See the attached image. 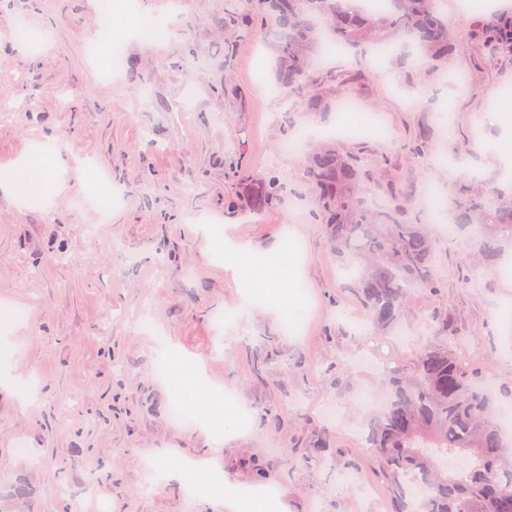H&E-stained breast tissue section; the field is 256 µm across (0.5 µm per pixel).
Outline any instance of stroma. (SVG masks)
I'll return each instance as SVG.
<instances>
[{"mask_svg": "<svg viewBox=\"0 0 512 512\" xmlns=\"http://www.w3.org/2000/svg\"><path fill=\"white\" fill-rule=\"evenodd\" d=\"M104 3L0 0V106L13 112L0 123V176L49 138L69 163L65 187L45 192L41 207L0 185V333L14 347L0 362V489L28 485L13 512H231L220 499L187 500L178 480L150 483L149 451L229 485L255 484L261 468L282 486L278 512H388L362 438L370 410L356 391L378 394V369L408 364L416 343L433 338L427 319L445 310L467 338L474 374L511 371L512 278L485 267L447 219L432 221L437 290L409 291L402 336L374 335L352 289L356 271L341 266L311 214L307 152L280 144L306 126L315 141L359 149L370 201L400 204L414 222L427 192L457 196L465 171L502 181L512 58L488 60L457 0L439 5L456 81L391 54L322 58L318 93L379 115L389 132L381 142L341 134L336 111L314 121L292 111L273 81L264 16L249 13L246 36L232 21L246 0H124L159 27L153 37L126 33L123 66L105 79L109 53L90 51ZM20 18L31 39L15 35ZM494 108L501 124L486 119ZM245 171L275 178L283 196L253 209ZM286 237L304 247L290 279L308 291L293 336L278 309L255 306L240 322L245 286L212 250L227 239L264 252ZM169 347L245 405L252 426L219 440L176 424L159 356ZM360 358L377 370L355 367ZM326 404L337 420L322 416ZM319 437L330 444L321 457L308 451ZM20 440L27 455L15 452ZM345 457L378 497L338 487Z\"/></svg>", "mask_w": 512, "mask_h": 512, "instance_id": "stroma-1", "label": "stroma"}]
</instances>
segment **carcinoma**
<instances>
[{"instance_id":"cac0c4a2","label":"carcinoma","mask_w":512,"mask_h":512,"mask_svg":"<svg viewBox=\"0 0 512 512\" xmlns=\"http://www.w3.org/2000/svg\"><path fill=\"white\" fill-rule=\"evenodd\" d=\"M439 0H386L380 12L351 14L342 0H260L275 40V78L280 89L304 94L294 108L309 117L328 108L311 89L323 80L314 62L333 46L405 49L415 46L434 71L448 66L453 38L438 11ZM475 35L489 56L512 54V11L471 15ZM307 179L315 214L325 221L326 241L348 266L361 270L357 297L368 321L390 333L403 323L410 288H432L433 240L428 222L409 224L399 206L375 207L362 184L366 174L353 153L318 144L309 154ZM277 184L270 180L254 193L264 206ZM476 256L490 268L512 244V191L499 183L474 193L463 187L455 200ZM434 340L413 355L411 371L399 369L382 382L387 404L375 410L366 436L391 495L392 512H512V442L498 411L512 387L494 391L475 379L462 351L465 338L446 314L431 316ZM468 452L474 465L456 476L436 455Z\"/></svg>"}]
</instances>
